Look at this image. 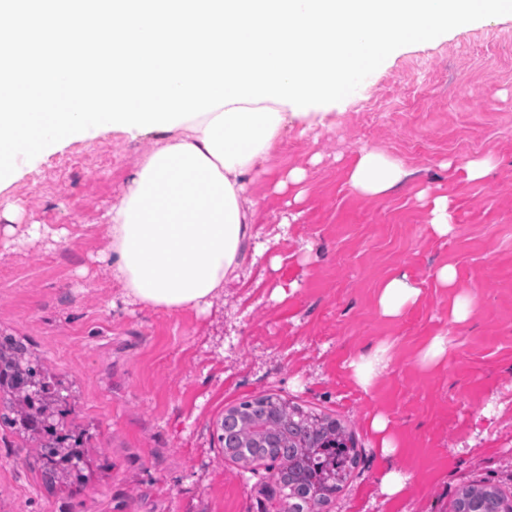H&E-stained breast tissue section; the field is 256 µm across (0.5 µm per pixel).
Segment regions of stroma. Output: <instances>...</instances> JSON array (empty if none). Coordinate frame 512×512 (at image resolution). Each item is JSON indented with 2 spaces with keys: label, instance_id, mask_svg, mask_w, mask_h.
Instances as JSON below:
<instances>
[{
  "label": "stroma",
  "instance_id": "obj_1",
  "mask_svg": "<svg viewBox=\"0 0 512 512\" xmlns=\"http://www.w3.org/2000/svg\"><path fill=\"white\" fill-rule=\"evenodd\" d=\"M328 110L289 121L250 186L261 229L249 261L204 311L130 302L101 259L104 216L165 131L73 140L0 184V225L17 212L13 234L0 232V336L70 387L60 426L82 432L84 461L81 481L48 482L30 435L0 424V512H281L276 466L241 468L220 439L227 408L265 395L353 436L358 461L321 512H454L470 484L512 501V14L395 50ZM364 148L410 176L360 196L347 170ZM93 152L111 165L59 174ZM477 158L492 169L467 180ZM295 168L301 188H278ZM422 191L447 197L448 235L432 231ZM446 264L450 288L434 276ZM402 274L421 294L383 317L379 290ZM466 296L470 317L452 321ZM437 336L446 358L422 364ZM382 345L386 361L361 386L349 361ZM377 415L399 441L389 459ZM391 468L409 477L394 498L381 490Z\"/></svg>",
  "mask_w": 512,
  "mask_h": 512
}]
</instances>
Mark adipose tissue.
<instances>
[{
  "label": "adipose tissue",
  "instance_id": "ef3b65f1",
  "mask_svg": "<svg viewBox=\"0 0 512 512\" xmlns=\"http://www.w3.org/2000/svg\"><path fill=\"white\" fill-rule=\"evenodd\" d=\"M288 111L270 100L229 104L175 126L145 157L106 214L103 258L125 297L168 312L203 311L237 278L260 222L248 184L265 171ZM408 175L401 161L364 149L348 182L374 198Z\"/></svg>",
  "mask_w": 512,
  "mask_h": 512
}]
</instances>
